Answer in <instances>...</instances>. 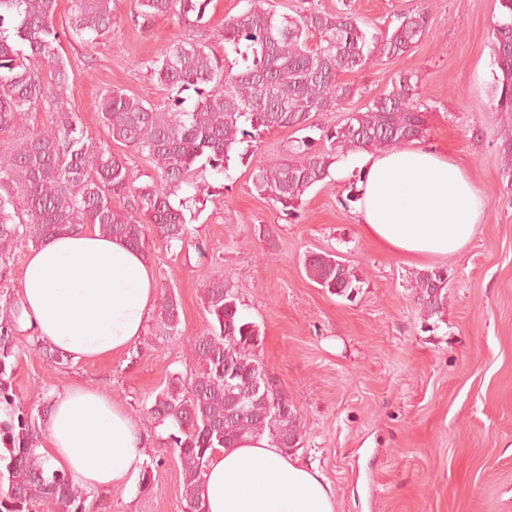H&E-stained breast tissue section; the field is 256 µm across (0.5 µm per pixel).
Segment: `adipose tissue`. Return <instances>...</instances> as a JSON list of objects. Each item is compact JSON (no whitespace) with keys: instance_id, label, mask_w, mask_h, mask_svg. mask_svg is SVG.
Listing matches in <instances>:
<instances>
[{"instance_id":"1","label":"adipose tissue","mask_w":512,"mask_h":512,"mask_svg":"<svg viewBox=\"0 0 512 512\" xmlns=\"http://www.w3.org/2000/svg\"><path fill=\"white\" fill-rule=\"evenodd\" d=\"M346 164L362 173L365 235L410 263L459 253L482 220L469 176L434 148L360 152ZM18 297L25 328L64 356L90 361L136 343L158 295L144 252L86 229L31 248ZM38 452L89 494L128 489L144 462L139 427L87 386L55 394ZM204 478L208 512H335L330 482L265 434L217 449Z\"/></svg>"}]
</instances>
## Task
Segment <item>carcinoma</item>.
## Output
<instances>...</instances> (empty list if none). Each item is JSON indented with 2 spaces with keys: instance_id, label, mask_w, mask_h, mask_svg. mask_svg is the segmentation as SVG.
Masks as SVG:
<instances>
[{
  "instance_id": "obj_1",
  "label": "carcinoma",
  "mask_w": 512,
  "mask_h": 512,
  "mask_svg": "<svg viewBox=\"0 0 512 512\" xmlns=\"http://www.w3.org/2000/svg\"><path fill=\"white\" fill-rule=\"evenodd\" d=\"M212 0H140L143 19L174 16L187 28L207 25ZM492 28L494 82L491 107L512 112V0H498ZM115 0H71V35L92 43L112 30ZM58 0H0V131H17L0 154V258L27 240L42 243L91 225L146 251L150 240L182 245L190 235L187 206L174 200L194 186L205 167L229 169L262 133L279 128L318 131L304 135L288 159L255 169L252 184L287 217L300 216L302 196L330 177L341 157L422 142L428 104L414 75L401 73L392 88L363 109L331 125L310 123L314 112H338L356 88L340 75L408 53L429 27L426 12L398 15V25L380 31L359 22L351 5L334 13L312 5L293 14L247 0L224 19V58L201 39H176L152 63L157 80L176 90L167 103L144 104L119 91L98 101L109 138L152 159L159 184L135 187L124 161L83 128L65 121L50 130H17L23 112L65 91L73 71L60 53L54 24ZM184 92L196 95L185 106ZM127 208H114L115 199ZM310 279L330 294L350 297L362 283L355 268L333 253L304 260ZM448 274L438 268L414 276L413 298L424 320H442L448 307ZM211 320L191 342L199 360L188 379L169 376L147 414L168 424L181 467L184 512H206L204 473L210 455L245 433L266 434L284 453L299 446L301 419L294 405L275 406L264 397L263 366L252 350L259 326L243 317L228 279L204 286ZM161 324L175 335L179 302L172 293L161 305ZM22 307L0 292V512H94L88 495L69 476L53 470L36 452L43 424L33 408L17 402L14 384Z\"/></svg>"
}]
</instances>
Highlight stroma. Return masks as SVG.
<instances>
[{
	"label": "stroma",
	"instance_id": "35a3bbf8",
	"mask_svg": "<svg viewBox=\"0 0 512 512\" xmlns=\"http://www.w3.org/2000/svg\"><path fill=\"white\" fill-rule=\"evenodd\" d=\"M361 21L395 27L401 11H428L429 27L405 55L342 74L356 86L343 112L314 114L338 122L415 73L428 102L426 145L452 157L473 181L483 219L457 255L408 264L365 236L347 201L359 171L347 169L310 188L299 218L285 217L252 185L256 168L283 159L298 134L263 133L227 175L204 170L211 196L191 222L192 238L170 249L153 241L148 256L158 289L180 302V335L162 333L152 312L127 351L94 361L56 364L17 337L14 383L24 406L41 407L68 386H91L141 428L149 485L93 499L106 512H183L180 466L168 425L144 409L172 373L192 376L191 340L207 326L204 284H233L244 316L261 331L254 353L297 409L304 425L292 457L329 480L335 512H512V181L501 143L512 114L489 109L495 65L491 27L498 0H351ZM111 32L89 45L62 38L75 77L58 99L26 112L22 130L77 118L96 141L108 136L98 101L116 90L152 104L167 100L151 62L189 30L177 20L140 16L139 0H117ZM312 251L335 253L363 283L353 299L332 295L306 274ZM448 269V308L427 326L410 284L418 270Z\"/></svg>",
	"mask_w": 512,
	"mask_h": 512
}]
</instances>
